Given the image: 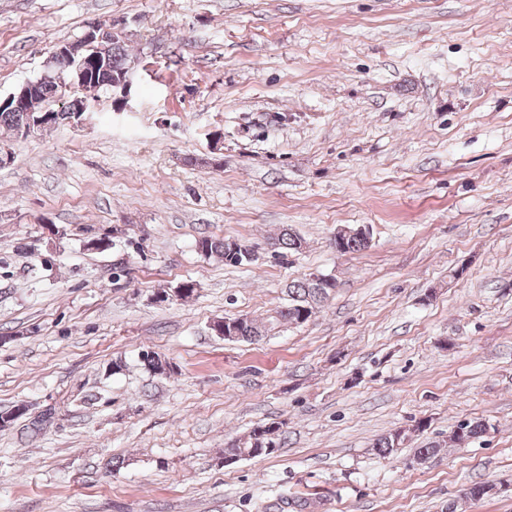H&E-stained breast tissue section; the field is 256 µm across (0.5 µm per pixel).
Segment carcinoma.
Segmentation results:
<instances>
[{"mask_svg":"<svg viewBox=\"0 0 512 512\" xmlns=\"http://www.w3.org/2000/svg\"><path fill=\"white\" fill-rule=\"evenodd\" d=\"M129 63H131V57L125 44L119 37L112 36L110 70L107 72V78L111 81L119 78L128 68ZM27 120L28 115L24 112H0L1 128L14 131ZM302 244L301 237L292 229L285 227L272 246L295 253L301 250ZM198 248L204 255L220 258L227 265L242 266L253 262V259L246 256L253 247L238 240L213 235L204 236L198 240ZM335 288L336 282L330 283L313 274L290 283L288 305L275 310L266 320L232 319L235 323L233 341H257L282 324L301 325L307 322L317 313L321 303L330 297ZM284 426H286L284 421L258 425L252 429L248 437L226 443L224 454L234 455L238 452H246L253 458L268 456L270 455L268 449L276 451L280 448L286 433ZM487 428L488 424L483 421H468L464 433L452 434L450 441L459 445L468 443L486 434ZM424 429L425 423L422 421L409 428H398L376 439L373 448L377 454L391 457L412 438V435Z\"/></svg>","mask_w":512,"mask_h":512,"instance_id":"obj_1","label":"carcinoma"}]
</instances>
